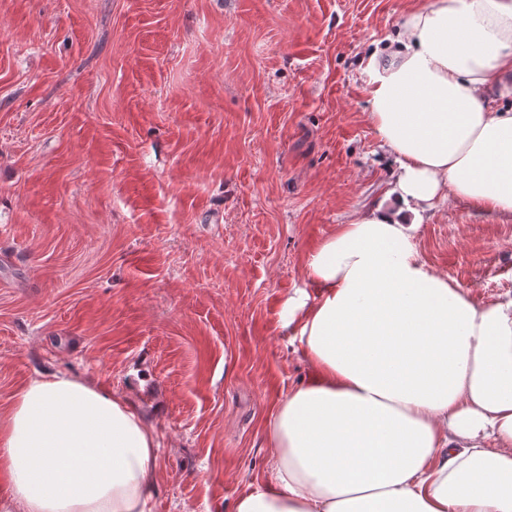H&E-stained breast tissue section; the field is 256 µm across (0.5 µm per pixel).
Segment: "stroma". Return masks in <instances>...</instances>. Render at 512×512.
<instances>
[{
    "mask_svg": "<svg viewBox=\"0 0 512 512\" xmlns=\"http://www.w3.org/2000/svg\"><path fill=\"white\" fill-rule=\"evenodd\" d=\"M420 0H0V413L37 374L157 432L152 512L272 484L314 371L281 325L306 260L382 199L362 69ZM422 257L512 294V216L446 195Z\"/></svg>",
    "mask_w": 512,
    "mask_h": 512,
    "instance_id": "35a3bbf8",
    "label": "stroma"
}]
</instances>
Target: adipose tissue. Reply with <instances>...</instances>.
<instances>
[{
	"mask_svg": "<svg viewBox=\"0 0 512 512\" xmlns=\"http://www.w3.org/2000/svg\"><path fill=\"white\" fill-rule=\"evenodd\" d=\"M397 41L364 68L393 187L284 303L315 376L268 424L273 486L234 512H512V296L475 301L416 242L447 189L512 214V0H429ZM158 448L124 396L63 372L0 418L13 512H152Z\"/></svg>",
	"mask_w": 512,
	"mask_h": 512,
	"instance_id": "ef3b65f1",
	"label": "adipose tissue"
}]
</instances>
